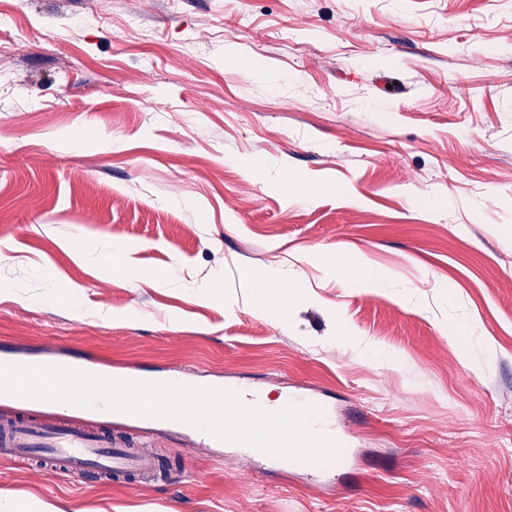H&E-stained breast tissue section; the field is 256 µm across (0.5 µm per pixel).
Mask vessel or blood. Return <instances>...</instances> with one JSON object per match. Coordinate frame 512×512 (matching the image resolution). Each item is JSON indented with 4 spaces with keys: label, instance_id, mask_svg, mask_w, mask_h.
<instances>
[{
    "label": "vessel or blood",
    "instance_id": "vessel-or-blood-1",
    "mask_svg": "<svg viewBox=\"0 0 512 512\" xmlns=\"http://www.w3.org/2000/svg\"><path fill=\"white\" fill-rule=\"evenodd\" d=\"M108 412L66 406L50 422L24 416L0 420V457L36 459L44 467L82 478L117 479L130 474L154 475L155 463L138 449L113 443L94 428V421L111 420Z\"/></svg>",
    "mask_w": 512,
    "mask_h": 512
}]
</instances>
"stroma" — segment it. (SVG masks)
<instances>
[{"label":"stroma","instance_id":"1","mask_svg":"<svg viewBox=\"0 0 512 512\" xmlns=\"http://www.w3.org/2000/svg\"><path fill=\"white\" fill-rule=\"evenodd\" d=\"M0 10V360L295 392L355 456L320 487L115 421L177 480L0 461V512H512V0ZM117 245L168 281L105 273ZM268 267L299 292L284 327L256 310ZM330 270L338 280L349 284H359L367 288H383L387 283V276L380 271L340 258L336 260V264L330 267Z\"/></svg>","mask_w":512,"mask_h":512}]
</instances>
